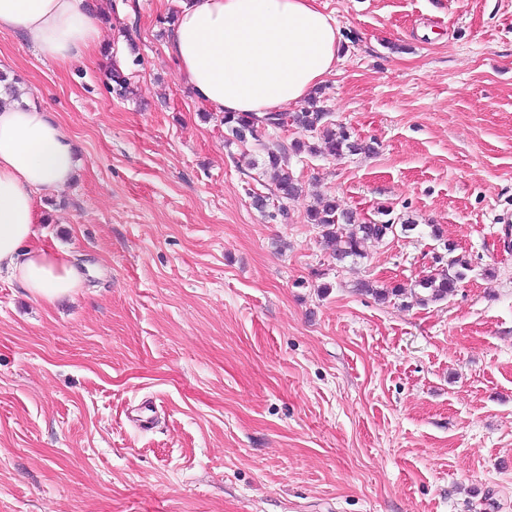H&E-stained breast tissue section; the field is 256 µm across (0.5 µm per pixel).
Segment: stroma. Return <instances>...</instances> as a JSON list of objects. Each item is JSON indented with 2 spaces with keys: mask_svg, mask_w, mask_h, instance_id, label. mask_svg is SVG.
<instances>
[{
  "mask_svg": "<svg viewBox=\"0 0 512 512\" xmlns=\"http://www.w3.org/2000/svg\"><path fill=\"white\" fill-rule=\"evenodd\" d=\"M91 2L92 60L0 34L78 151L32 245L83 275L49 305L0 274V512H512V0H316L342 36L320 105L376 152L291 156L276 213L263 149L311 131L228 138L166 53L179 0ZM320 196L417 228L339 263ZM451 253L447 299L358 290Z\"/></svg>",
  "mask_w": 512,
  "mask_h": 512,
  "instance_id": "stroma-1",
  "label": "stroma"
}]
</instances>
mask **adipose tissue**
<instances>
[{"mask_svg":"<svg viewBox=\"0 0 512 512\" xmlns=\"http://www.w3.org/2000/svg\"><path fill=\"white\" fill-rule=\"evenodd\" d=\"M0 33L21 36L60 64L100 44L87 0H0ZM340 30L315 0H183L167 52L213 112L262 117L300 101L339 60ZM78 164L72 137L49 112L0 103V272L53 304L79 288L69 256L30 245L36 197L63 190Z\"/></svg>","mask_w":512,"mask_h":512,"instance_id":"adipose-tissue-1","label":"adipose tissue"}]
</instances>
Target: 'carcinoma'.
Here are the masks:
<instances>
[{"label": "carcinoma", "instance_id": "1", "mask_svg": "<svg viewBox=\"0 0 512 512\" xmlns=\"http://www.w3.org/2000/svg\"><path fill=\"white\" fill-rule=\"evenodd\" d=\"M327 113L317 105V97L311 96L307 106L293 114L279 112L262 120L251 114L224 113V128L233 139L243 142L248 138L260 141L259 128L277 127L286 122L300 125L314 133L315 142H296L291 146V152L298 155L304 152L309 154H324L340 157L344 152H357L372 155L376 152L372 142H356L351 139V133L343 126L326 121ZM263 167L275 174L277 198H291L296 196L299 187L288 171V152L282 149L266 148V157ZM308 223L321 230L325 242L333 247V255L338 262L348 258L363 256V247L369 241H381L394 233L395 227L409 232L417 228V224L404 220L396 225L393 222L361 221L356 215L340 207L333 198L320 197L307 214ZM469 266L461 258L453 257L448 261V268L439 273L430 275L416 283L420 291L414 293L415 302L426 305L447 298L455 292L458 284L466 276ZM360 291L371 294L379 300L390 297H400L406 294L405 287L394 285L390 288H375L368 282L360 284Z\"/></svg>", "mask_w": 512, "mask_h": 512}]
</instances>
